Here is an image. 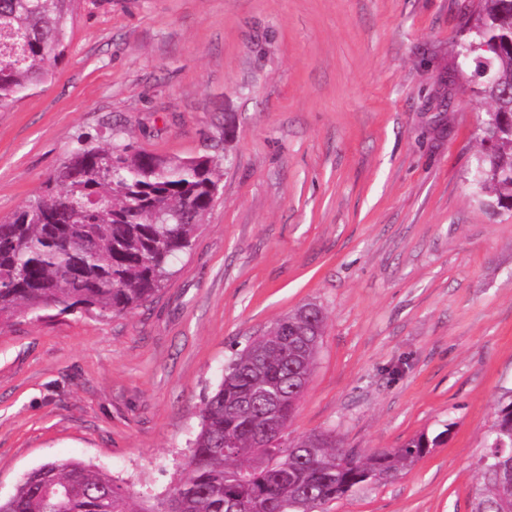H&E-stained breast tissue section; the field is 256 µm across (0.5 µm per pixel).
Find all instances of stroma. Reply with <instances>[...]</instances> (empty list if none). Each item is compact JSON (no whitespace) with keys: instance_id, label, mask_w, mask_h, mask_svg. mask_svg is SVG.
Returning a JSON list of instances; mask_svg holds the SVG:
<instances>
[{"instance_id":"1","label":"stroma","mask_w":512,"mask_h":512,"mask_svg":"<svg viewBox=\"0 0 512 512\" xmlns=\"http://www.w3.org/2000/svg\"><path fill=\"white\" fill-rule=\"evenodd\" d=\"M470 0H78L64 58L0 112V217L78 136L223 175L174 276L119 314L0 326V500L42 464L174 486L199 408L250 338L326 316L290 436L364 456L442 444L324 512H472L512 395V207L475 180L482 97ZM512 405V398L500 401L494 411V419L492 427L494 428V436L502 439L505 448L512 451V407L503 412L504 408ZM503 412L502 414H500ZM503 414H511L503 416Z\"/></svg>"}]
</instances>
